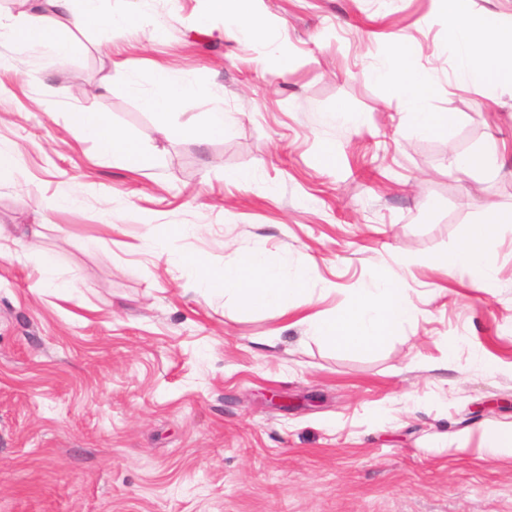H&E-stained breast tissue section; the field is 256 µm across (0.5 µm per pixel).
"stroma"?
<instances>
[{
    "label": "stroma",
    "mask_w": 512,
    "mask_h": 512,
    "mask_svg": "<svg viewBox=\"0 0 512 512\" xmlns=\"http://www.w3.org/2000/svg\"><path fill=\"white\" fill-rule=\"evenodd\" d=\"M260 7L258 43L225 31L207 0H103L149 27L74 32L82 49L66 59L0 40V148L16 157L0 174V512H512V458L474 453L480 430L512 422V226L489 243L484 285L437 263L475 225L512 216V89L458 73L435 0ZM396 34L416 47L445 133H421L394 83L372 77ZM158 64L199 89L173 121L200 127L219 106L223 135L159 134L141 106ZM85 109L153 165L78 138ZM492 137L511 150L500 170L453 167ZM176 225L199 231L151 254ZM256 250L309 272L312 304L274 316L201 294L180 261ZM381 270L418 322L368 350L308 337L302 316H332Z\"/></svg>",
    "instance_id": "35a3bbf8"
}]
</instances>
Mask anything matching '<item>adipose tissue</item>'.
<instances>
[{
	"label": "adipose tissue",
	"mask_w": 512,
	"mask_h": 512,
	"mask_svg": "<svg viewBox=\"0 0 512 512\" xmlns=\"http://www.w3.org/2000/svg\"><path fill=\"white\" fill-rule=\"evenodd\" d=\"M102 0H34L25 16L7 32L8 38L24 47H36L43 53L67 58L76 50L66 37L67 29L108 28L114 31L141 29L143 21L133 12L107 13ZM212 11L223 14L224 26L238 39L251 42L263 37L268 25L259 8L260 0H209ZM442 9L458 22L451 34L457 45V67L485 83L512 87V47L498 49L497 44H512V31L498 29L489 16L462 17L465 0H439ZM414 47L404 38H395L387 64L375 70L376 79H395L416 128L437 134L443 132L447 119L427 106L429 85L410 66ZM157 88L142 100L143 107L161 117V134L169 140L196 136L194 127L166 123L172 111L182 107L194 94L195 87L186 78L174 75L164 67H156ZM75 130L92 141L99 153L124 160L136 167L147 168L152 159L132 139L116 130L101 112H79L75 115ZM499 222L476 225L460 245L441 262L448 271L461 272L477 284L485 283L494 273L488 249L497 234ZM185 264L194 271V288L208 294H233L245 306L257 305L273 314L307 304L311 300L309 276L298 273L287 276L282 264L270 262L265 254L254 252L221 267L208 265L203 259L188 256ZM421 310L386 274L376 275L359 289L355 297L334 317L308 318V330L313 338L336 347L372 349L381 346L390 328L418 319Z\"/></svg>",
	"instance_id": "ef3b65f1"
}]
</instances>
